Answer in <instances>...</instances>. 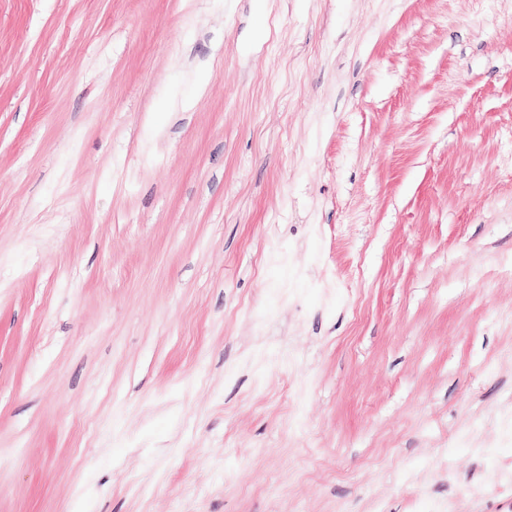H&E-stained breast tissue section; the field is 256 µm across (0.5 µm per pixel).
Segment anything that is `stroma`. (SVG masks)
<instances>
[{"mask_svg": "<svg viewBox=\"0 0 512 512\" xmlns=\"http://www.w3.org/2000/svg\"><path fill=\"white\" fill-rule=\"evenodd\" d=\"M512 0H0V512H512Z\"/></svg>", "mask_w": 512, "mask_h": 512, "instance_id": "35a3bbf8", "label": "stroma"}]
</instances>
